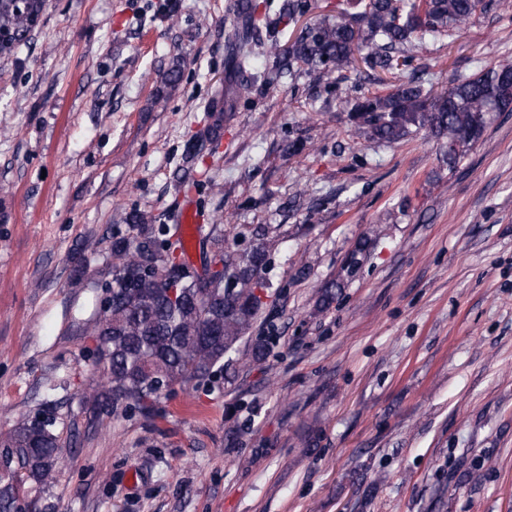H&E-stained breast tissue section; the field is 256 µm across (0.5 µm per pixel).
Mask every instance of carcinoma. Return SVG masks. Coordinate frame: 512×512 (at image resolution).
I'll return each instance as SVG.
<instances>
[{"instance_id": "cac0c4a2", "label": "carcinoma", "mask_w": 512, "mask_h": 512, "mask_svg": "<svg viewBox=\"0 0 512 512\" xmlns=\"http://www.w3.org/2000/svg\"><path fill=\"white\" fill-rule=\"evenodd\" d=\"M44 7L45 0H0V57L28 45ZM257 8L250 0H237L234 6L237 21L229 51L236 68L254 71L253 77L268 85L300 69L311 81L328 86L347 79V69L358 59L381 68L394 79L393 89L359 97L350 113L378 140L396 141L426 130L448 139V163L455 164L479 141L494 113L512 108L511 63L484 68L444 93L433 92L416 77L420 47L453 37L485 8V0H349L338 14L302 26L311 0H281L261 25ZM286 27L297 34L285 46L280 34ZM226 104L224 98L212 102L214 139ZM125 221L130 233L112 235L106 269L91 281V287L105 290L108 302L91 325L103 390L89 408L101 426L129 409L153 416L166 386L220 383L260 312L255 289L262 287L267 265L264 246L238 253L229 248L219 225H199L198 243L222 265L202 279L170 257L174 250L187 254L179 225L154 224L138 210ZM61 445L51 407L0 436L8 464L38 485L52 479ZM19 499L20 484L12 477L0 479V512H13Z\"/></svg>"}]
</instances>
